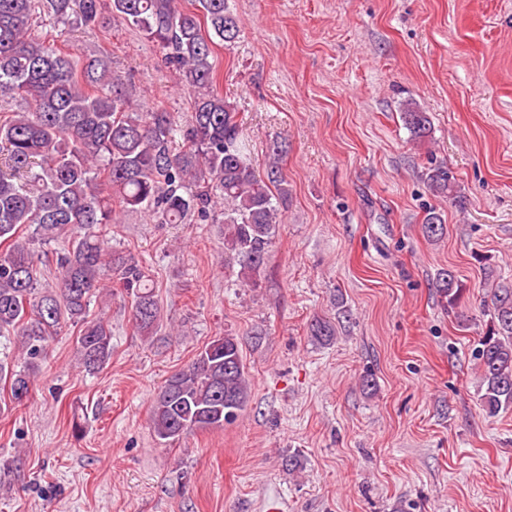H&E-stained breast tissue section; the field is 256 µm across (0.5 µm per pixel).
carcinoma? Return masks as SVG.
Segmentation results:
<instances>
[{
	"label": "carcinoma",
	"instance_id": "cac0c4a2",
	"mask_svg": "<svg viewBox=\"0 0 512 512\" xmlns=\"http://www.w3.org/2000/svg\"><path fill=\"white\" fill-rule=\"evenodd\" d=\"M49 16L64 26L93 29L104 24L99 0H0V102L17 97L25 109L0 122V338L15 336L26 368L0 361V382L20 406L32 392L37 361L67 321L84 328L76 340L79 364L92 372L112 356V330L102 319L86 320L93 296L113 272L132 296L131 321L152 334L160 307L143 267L112 252L95 232L112 223V202L126 211H148L163 224L189 215L205 218L223 204L224 255L240 266L241 282L260 286L268 248L280 224L279 204L288 198L279 161L265 173L250 159L235 108L216 89L213 47L239 34L227 0H111V18L134 25L164 51L166 63L192 95L187 128L169 112H140L122 78L104 55L84 58L36 36L34 27ZM401 119L411 137H432L429 113L410 101ZM184 141L176 152V139ZM424 181L431 193L466 199L441 164L429 166ZM32 229L23 237L20 231ZM423 236L439 241L445 219L426 211ZM60 243L55 288L39 290L35 243ZM437 287L450 310L459 308L464 288L450 269L438 273ZM487 329L472 356L477 389L488 416L512 411V283L493 282ZM309 335L329 344L335 322L317 317ZM250 393L236 337L211 341L186 367L174 372L156 396L150 421L154 435L175 441L198 429L222 428L237 420Z\"/></svg>",
	"mask_w": 512,
	"mask_h": 512
}]
</instances>
